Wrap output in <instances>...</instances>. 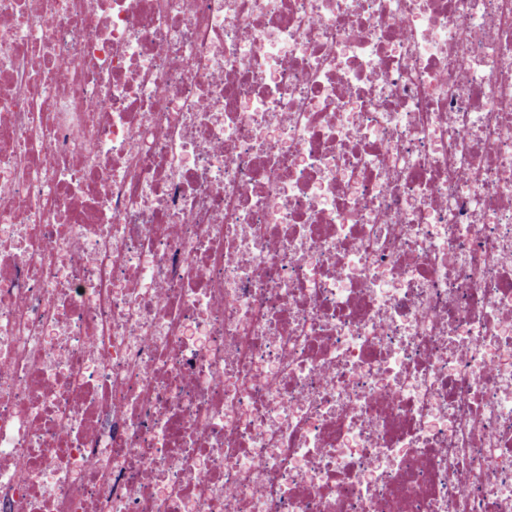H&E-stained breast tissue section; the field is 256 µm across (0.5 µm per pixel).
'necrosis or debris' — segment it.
Masks as SVG:
<instances>
[{
    "instance_id": "obj_1",
    "label": "necrosis or debris",
    "mask_w": 512,
    "mask_h": 512,
    "mask_svg": "<svg viewBox=\"0 0 512 512\" xmlns=\"http://www.w3.org/2000/svg\"><path fill=\"white\" fill-rule=\"evenodd\" d=\"M0 512H512V0H0Z\"/></svg>"
}]
</instances>
